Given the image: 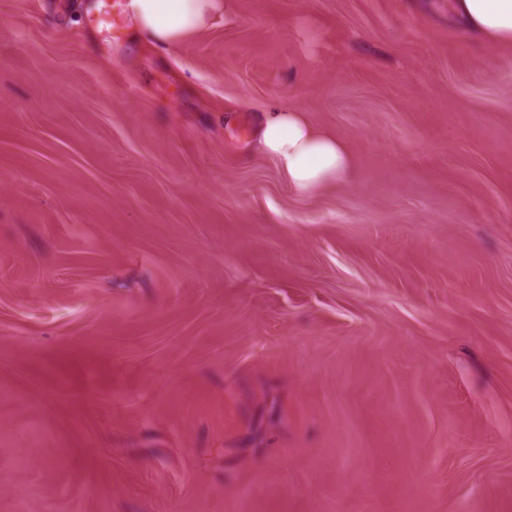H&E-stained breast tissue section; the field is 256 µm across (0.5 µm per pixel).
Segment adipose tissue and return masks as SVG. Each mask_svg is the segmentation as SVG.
<instances>
[{
	"label": "adipose tissue",
	"instance_id": "obj_1",
	"mask_svg": "<svg viewBox=\"0 0 512 512\" xmlns=\"http://www.w3.org/2000/svg\"><path fill=\"white\" fill-rule=\"evenodd\" d=\"M136 34L162 45L177 44L227 13L226 0H127ZM448 11L470 28L512 42V0H448ZM258 150L277 161L290 184L314 191L346 178L350 158L343 143L307 122L302 114L274 105L261 117Z\"/></svg>",
	"mask_w": 512,
	"mask_h": 512
}]
</instances>
